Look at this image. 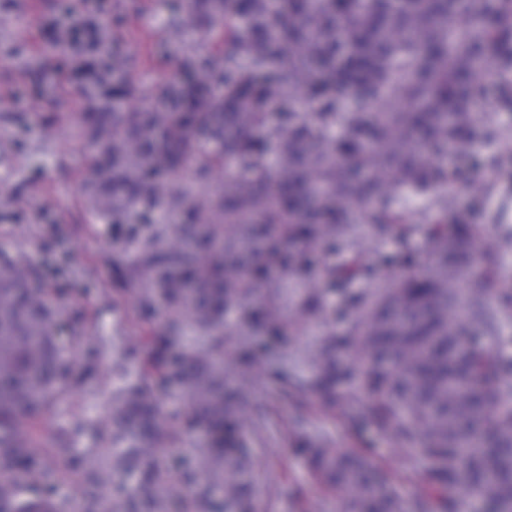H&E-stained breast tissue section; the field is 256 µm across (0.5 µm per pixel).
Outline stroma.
<instances>
[{
	"label": "stroma",
	"instance_id": "obj_1",
	"mask_svg": "<svg viewBox=\"0 0 512 512\" xmlns=\"http://www.w3.org/2000/svg\"><path fill=\"white\" fill-rule=\"evenodd\" d=\"M170 14L168 0H0V246L39 268L65 313L81 318V337L66 346L72 365L82 367L88 349L99 352L94 383L70 389L37 423L33 447L49 456L76 424L109 422L112 370L120 362L139 376L131 353L146 333L133 296H112L116 241L86 204L89 149L76 131L86 80L77 71L91 59L111 67L120 53L134 89L123 109L139 111L142 93L176 75L167 48L197 47L170 27ZM74 24L88 30L90 41L50 51L51 34ZM258 396L267 413L253 442V466L272 494L269 512L336 510L293 450L300 435L364 451L404 496L418 492L419 465L394 438L363 423L351 426L345 407L320 406L303 392L288 400L278 383L264 379Z\"/></svg>",
	"mask_w": 512,
	"mask_h": 512
}]
</instances>
